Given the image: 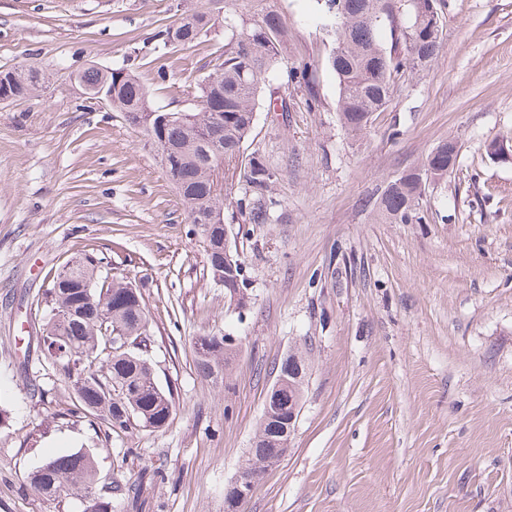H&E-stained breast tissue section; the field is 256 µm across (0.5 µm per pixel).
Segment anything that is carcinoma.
<instances>
[{"label": "carcinoma", "mask_w": 512, "mask_h": 512, "mask_svg": "<svg viewBox=\"0 0 512 512\" xmlns=\"http://www.w3.org/2000/svg\"><path fill=\"white\" fill-rule=\"evenodd\" d=\"M205 12L183 18L152 35L157 60V80L175 77L164 62L165 50L192 48L208 32ZM389 22L391 42L379 37ZM323 32L331 44L326 65L338 84L337 112L341 125L353 134L367 128L372 116L388 105L397 80L422 72L436 61L442 46L443 26L436 0H324ZM284 36L281 19L268 14L249 27L224 18V51L214 67L193 80L199 107L176 117L178 111L157 105L149 88L126 64L108 73L90 68L77 76L79 85L112 95V109L142 134L145 144L159 157L165 175L182 187L180 199L189 223L200 226L209 270L223 262L220 241L224 225L210 223L224 210V196L213 190L215 172L237 163L254 128L263 93L269 106L288 111V101L275 97L273 82L282 64ZM43 77L21 67L0 70V102L30 96ZM223 116L224 134L218 143L204 138L214 115ZM458 152H448L444 142L427 156L423 167L402 175L389 185L380 207L391 218L409 221L419 205L418 181L426 176L441 179L456 164ZM245 184L233 200L247 209L255 224L270 219V193L278 172L254 152L244 163ZM44 311L42 340L45 360L75 379L73 409L103 420L113 432L131 423L151 431L166 427L173 415L171 394L156 382L150 353L138 349L106 352L112 333L124 329L131 341H150V326L140 286L123 276L101 270L100 261L84 253L52 277ZM196 367L201 377L224 380L234 354L222 336H198L194 341ZM271 418L260 416L254 448L244 471L264 473L280 460L284 448L274 447L278 429L288 420V410L270 407ZM50 467L34 469L30 484L48 501L69 492L88 503V512H116L117 501L130 496L131 488L117 481H100L94 450L62 454L47 459Z\"/></svg>", "instance_id": "carcinoma-1"}]
</instances>
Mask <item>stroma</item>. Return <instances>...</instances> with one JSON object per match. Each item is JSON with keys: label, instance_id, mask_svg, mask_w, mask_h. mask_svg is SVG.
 <instances>
[{"label": "stroma", "instance_id": "1", "mask_svg": "<svg viewBox=\"0 0 512 512\" xmlns=\"http://www.w3.org/2000/svg\"><path fill=\"white\" fill-rule=\"evenodd\" d=\"M437 61L406 80L363 133L347 132L323 61L316 0H0V67L47 81L0 103V512H83L45 502L27 475L96 451L101 479L137 488L118 512H224L275 376L293 349L309 374L290 447L245 512H512V0H437ZM208 12L204 41L173 54L182 83L155 88L152 34ZM285 26L284 112L258 110L247 151L278 170L265 224L228 208L243 284L216 283L199 235L143 137L75 80L128 63L154 101L196 107L188 76L224 48V19ZM307 68L306 82L289 76ZM454 141L412 221L379 212L387 185ZM143 285L168 426L108 431L67 416L74 381L37 362L36 300L72 257ZM238 337L224 381L193 342ZM36 374L47 399L29 396Z\"/></svg>", "mask_w": 512, "mask_h": 512}]
</instances>
